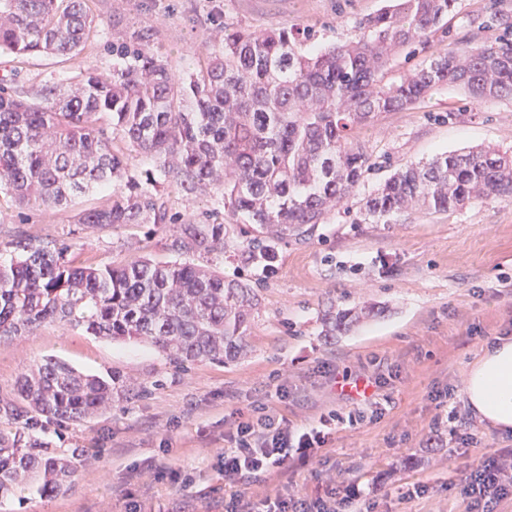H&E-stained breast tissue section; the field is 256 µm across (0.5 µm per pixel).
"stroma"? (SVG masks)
<instances>
[{
    "label": "stroma",
    "instance_id": "35a3bbf8",
    "mask_svg": "<svg viewBox=\"0 0 512 512\" xmlns=\"http://www.w3.org/2000/svg\"><path fill=\"white\" fill-rule=\"evenodd\" d=\"M384 0H90L95 30L67 58L0 55V82L35 97L44 85L68 86L89 69L108 74L114 43L151 30L173 75L187 79L206 47L226 27L297 28L310 33L303 50L357 37L360 21ZM512 35V0H458L444 40L417 46L391 62L386 80L448 49ZM373 166L359 186L367 193L400 164L477 145L512 153V99L474 101L455 87L420 106L392 112L362 132ZM111 188L66 207H27L0 194V262L13 241L66 244L77 266L175 260L169 245L181 225L223 220L230 246L195 254L196 262L256 288L243 354L224 364L170 363L155 347L99 338L67 324H47L0 337V400L18 397L22 374L49 357L102 377L119 374L137 394L113 402L87 422H46L53 447L80 448L88 460L66 495L31 484L0 500V512H224L216 467L224 433L252 406L267 404L297 427L336 414L326 445L308 461L290 458L262 482L239 491L261 503L275 489L312 496L355 488V512H468L464 478L479 461L512 448V435L484 427L466 408L463 381L486 344L512 336V201L489 199L448 213L401 214L389 224H353L355 200L331 212L303 239L277 245V271L265 276L240 256L244 225L228 219L221 196L207 187L188 194L166 179L157 201L174 224L97 228L82 211L108 205ZM372 313L339 331L328 313ZM351 377L384 376L373 403L342 391L323 365ZM285 385L286 395L276 392ZM191 472L192 487L150 472ZM425 493H418V486Z\"/></svg>",
    "mask_w": 512,
    "mask_h": 512
}]
</instances>
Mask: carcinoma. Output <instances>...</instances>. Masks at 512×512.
Segmentation results:
<instances>
[{
  "mask_svg": "<svg viewBox=\"0 0 512 512\" xmlns=\"http://www.w3.org/2000/svg\"><path fill=\"white\" fill-rule=\"evenodd\" d=\"M89 0H0V53L72 56L93 17ZM458 0H388L359 24L357 38L310 52L300 31H221V48L178 81L147 31L120 49L125 62L73 85L44 86L28 99L0 87V194L27 206L69 205L119 185L105 209L81 214L99 227L164 224L156 194L128 171L101 127L108 117L126 146L163 159L161 174L186 193L221 191L252 237L241 256L267 266L275 245L312 233L354 194L371 167L359 132L389 112L422 104L444 86L473 99L512 98V39L432 57L393 83L385 67L417 44L448 35ZM512 200V154L490 146L445 151L393 170L359 201L353 224H387L418 209L447 213L476 201ZM224 222L184 224L179 256L222 251ZM20 258L0 263V337L53 322L112 340L147 341L176 364L224 363L245 347L257 306L254 288L181 259L74 267L68 248L19 240ZM127 386L48 358L18 386L21 403L0 402V498L41 482L56 496L71 488L84 459L35 433L42 418L86 421L112 407Z\"/></svg>",
  "mask_w": 512,
  "mask_h": 512,
  "instance_id": "1",
  "label": "carcinoma"
}]
</instances>
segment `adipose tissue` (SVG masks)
I'll list each match as a JSON object with an SVG mask.
<instances>
[{"mask_svg":"<svg viewBox=\"0 0 512 512\" xmlns=\"http://www.w3.org/2000/svg\"><path fill=\"white\" fill-rule=\"evenodd\" d=\"M463 394L478 421L512 433V337L481 350L466 373Z\"/></svg>","mask_w":512,"mask_h":512,"instance_id":"adipose-tissue-1","label":"adipose tissue"}]
</instances>
